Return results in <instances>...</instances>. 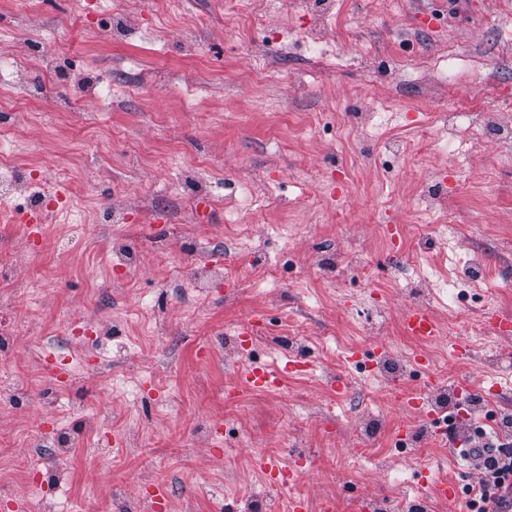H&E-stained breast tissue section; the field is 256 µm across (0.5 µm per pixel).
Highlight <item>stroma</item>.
<instances>
[{
  "instance_id": "obj_1",
  "label": "stroma",
  "mask_w": 512,
  "mask_h": 512,
  "mask_svg": "<svg viewBox=\"0 0 512 512\" xmlns=\"http://www.w3.org/2000/svg\"><path fill=\"white\" fill-rule=\"evenodd\" d=\"M80 4L34 0L21 11L0 0V51L25 67L13 90L19 111L0 113V179L39 180L0 208L45 217L35 246L24 225L0 220V300L10 305L0 324L12 330L0 372L23 383L0 408V512L34 495L41 425L70 443L65 456H44L40 474L44 495L67 512H147L146 484L164 488L162 512H224L230 502L281 510L299 494L310 512L326 502L357 512L358 498L417 501L423 481L466 470L422 428L420 453L396 448L409 412L338 352L365 362L381 344L421 348L400 324L408 297L394 287V255L441 274L479 259L512 284V141L479 140L454 161L428 140L448 107L512 116V0H335L314 14L306 0H98L82 32ZM313 22L315 57L302 41ZM441 55L457 65L447 91L401 79ZM259 67L267 79L251 85ZM359 100L390 110L368 139L352 127ZM390 140L411 153L392 159ZM437 171L442 181L429 184ZM244 182L258 199L248 212L238 209ZM60 183L69 206L44 203ZM431 188L444 195L436 217L419 207ZM115 203L127 223L97 222ZM439 220L461 225L455 249L438 241ZM128 244L137 264L125 272L114 249ZM257 252L262 273L252 270ZM203 258L235 277L196 288ZM380 292L389 319L372 336L360 315ZM148 311L165 327L146 325ZM256 313L264 324L246 359L281 382L230 400L238 361L228 352ZM65 319L91 325L102 349L67 346ZM291 336L309 339L313 365L300 374L283 349ZM47 348L96 360L50 407ZM337 377L347 391L333 389ZM363 403L384 417L366 438L350 422ZM99 413L104 428H89ZM262 453L303 469L298 488L270 484L254 465Z\"/></svg>"
}]
</instances>
